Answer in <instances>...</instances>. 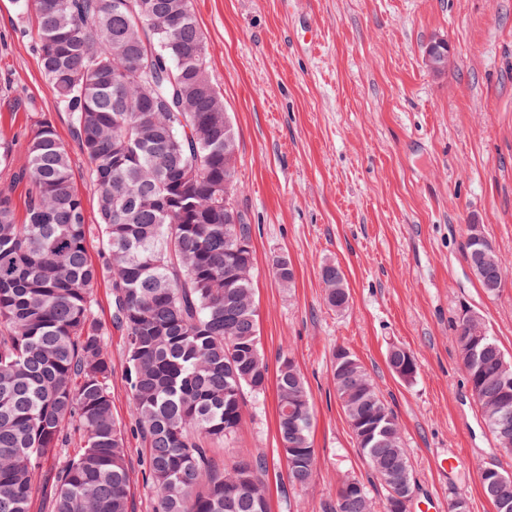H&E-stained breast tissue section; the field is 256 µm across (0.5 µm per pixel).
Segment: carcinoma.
Segmentation results:
<instances>
[{"instance_id": "carcinoma-1", "label": "carcinoma", "mask_w": 512, "mask_h": 512, "mask_svg": "<svg viewBox=\"0 0 512 512\" xmlns=\"http://www.w3.org/2000/svg\"><path fill=\"white\" fill-rule=\"evenodd\" d=\"M15 0L31 29L43 74L68 113L89 165L96 211L74 187L68 145L53 126L25 129L26 161L10 185L26 188L25 217L0 191V512H28L36 472L47 474L52 512H133L128 433L145 447L143 479L156 512H269L268 465L241 451L219 462L209 445L239 428L246 398L270 381L252 288V228L235 205L237 135L206 66L192 0ZM427 67L442 73L436 42ZM245 248L236 250L238 242ZM96 246L99 261L89 256ZM465 251L489 295L505 269L481 225H467ZM283 288L288 260L274 263ZM327 304L350 292L340 267L321 270ZM111 288L112 326L123 336L130 423L112 410L108 327L94 289ZM454 341L474 399L497 445L512 453V363L484 320L460 309ZM386 362L404 382L418 365L392 346ZM333 381L357 447L379 481L376 501L347 478L324 512H407L414 481L398 416L348 349L333 351ZM277 422L288 480L310 485L313 408L303 374L278 357ZM493 512H512V475L482 470Z\"/></svg>"}]
</instances>
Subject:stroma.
Instances as JSON below:
<instances>
[{"label":"stroma","mask_w":512,"mask_h":512,"mask_svg":"<svg viewBox=\"0 0 512 512\" xmlns=\"http://www.w3.org/2000/svg\"><path fill=\"white\" fill-rule=\"evenodd\" d=\"M207 65L238 135L236 206L252 228L258 328L269 361L291 357L308 383L315 468L292 486L267 390L247 404L225 459L248 448L268 463L270 512H322L343 477L370 480L336 397L332 354L347 348L396 411L414 496L465 500L493 512L480 486L489 464L512 457L486 428L453 340L460 307L478 312L512 358V0H193ZM13 0H0V139L24 163L30 115L50 122L71 151L75 188L95 207L88 164L46 81ZM448 46V68L424 62ZM31 100L35 112L9 107ZM507 269L488 296L465 255L468 225ZM287 258L295 286L272 263ZM342 269L341 312L324 300L321 268ZM409 351L405 383L386 364ZM112 410L129 418L125 355L111 332ZM455 456L449 474L439 458ZM386 362L391 372L404 382H412L418 374V365L406 350L391 346L386 353Z\"/></svg>","instance_id":"1"}]
</instances>
